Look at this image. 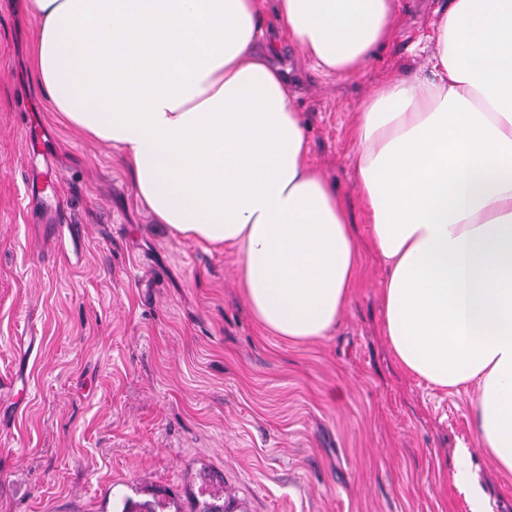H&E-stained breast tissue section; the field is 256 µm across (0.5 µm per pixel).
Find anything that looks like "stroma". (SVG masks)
<instances>
[{
  "label": "stroma",
  "instance_id": "obj_1",
  "mask_svg": "<svg viewBox=\"0 0 512 512\" xmlns=\"http://www.w3.org/2000/svg\"><path fill=\"white\" fill-rule=\"evenodd\" d=\"M0 0V512H190L202 481L234 512H512V474L470 446L474 388L406 372L385 335L386 269L354 166L355 112L429 72L450 0H395L385 45L351 75L282 38L308 152L359 249L351 302L321 338L254 318L232 248L175 235L116 152L62 122L30 65L35 19Z\"/></svg>",
  "mask_w": 512,
  "mask_h": 512
}]
</instances>
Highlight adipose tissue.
<instances>
[{
  "label": "adipose tissue",
  "mask_w": 512,
  "mask_h": 512,
  "mask_svg": "<svg viewBox=\"0 0 512 512\" xmlns=\"http://www.w3.org/2000/svg\"><path fill=\"white\" fill-rule=\"evenodd\" d=\"M51 107L109 144L155 223L230 245L270 333L325 336L358 247L311 163L288 81L257 37L265 0H25ZM277 23L328 73L360 70L394 0H278ZM433 77L390 79L358 112L357 184L387 276L383 324L409 373L475 387L470 452L512 472V0H451Z\"/></svg>",
  "instance_id": "ef3b65f1"
}]
</instances>
